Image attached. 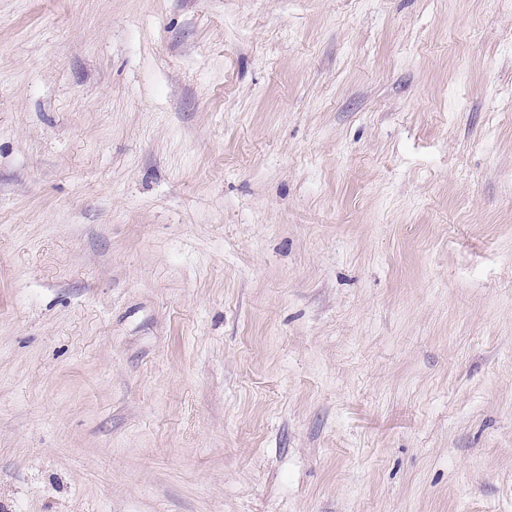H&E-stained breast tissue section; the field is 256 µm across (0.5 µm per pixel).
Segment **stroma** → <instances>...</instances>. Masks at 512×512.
Returning <instances> with one entry per match:
<instances>
[{
    "label": "stroma",
    "instance_id": "1",
    "mask_svg": "<svg viewBox=\"0 0 512 512\" xmlns=\"http://www.w3.org/2000/svg\"><path fill=\"white\" fill-rule=\"evenodd\" d=\"M0 512H512V0H0Z\"/></svg>",
    "mask_w": 512,
    "mask_h": 512
}]
</instances>
